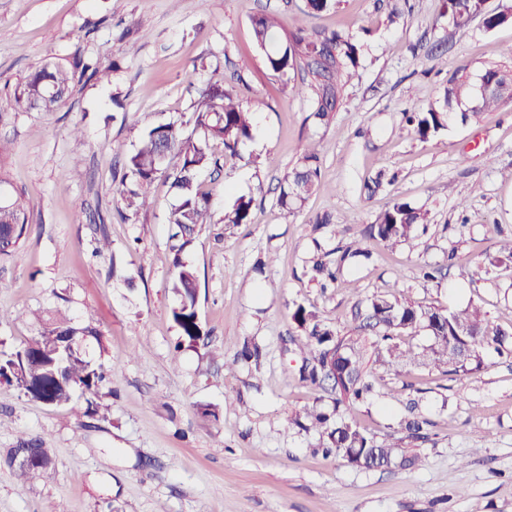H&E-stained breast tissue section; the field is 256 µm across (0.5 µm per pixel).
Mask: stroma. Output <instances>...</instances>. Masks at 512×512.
Wrapping results in <instances>:
<instances>
[{
	"instance_id": "stroma-1",
	"label": "stroma",
	"mask_w": 512,
	"mask_h": 512,
	"mask_svg": "<svg viewBox=\"0 0 512 512\" xmlns=\"http://www.w3.org/2000/svg\"><path fill=\"white\" fill-rule=\"evenodd\" d=\"M305 0H0V160L33 222L0 256V340L39 334L34 314L94 322L112 364L105 417L83 404L47 406L0 384V512H512V357L486 350L479 370L445 375L426 364L368 362L378 397L350 416L377 440L417 402L424 441L413 466L365 470L319 451V434L291 424L329 408L302 381L289 312L300 303L348 333L356 304L396 293L429 307L479 305L490 326L512 325V101L429 141L400 115L438 100L462 66L503 59L512 22L455 25L444 0H340L305 16ZM397 18H390L391 10ZM283 30L340 29L362 47L339 111L315 120L307 98L267 70L251 19ZM140 24L126 29L125 19ZM117 64L110 82L80 81L55 112H18L9 88L45 60L74 53ZM223 79L256 112L253 138L221 172L201 173L211 219L184 253L198 275L206 333L175 350L171 310L175 202L157 178L147 209L126 208L125 162L152 124L184 121L196 90ZM83 132L75 147L74 128ZM316 141L317 191L300 209L278 203L303 146ZM248 223L224 225L235 198ZM426 210L429 230L395 247L365 228L396 201ZM330 215L327 224L317 216ZM108 240L98 250L99 240ZM357 245L369 262L324 285L313 259ZM446 276L423 282L421 266ZM37 438L53 464L23 486L3 458Z\"/></svg>"
}]
</instances>
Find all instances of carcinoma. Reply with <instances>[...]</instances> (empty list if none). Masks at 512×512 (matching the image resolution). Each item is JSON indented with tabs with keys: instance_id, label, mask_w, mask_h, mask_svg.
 <instances>
[{
	"instance_id": "obj_1",
	"label": "carcinoma",
	"mask_w": 512,
	"mask_h": 512,
	"mask_svg": "<svg viewBox=\"0 0 512 512\" xmlns=\"http://www.w3.org/2000/svg\"><path fill=\"white\" fill-rule=\"evenodd\" d=\"M486 2L445 0V7L449 19L457 25L481 17L485 28L493 30L512 21V4L503 5L498 12H489ZM251 27L254 42L263 52L269 71L282 79L291 78L299 68L305 71L306 78L294 89L311 99L315 118L323 121L329 113L339 110L345 87L360 65L359 48L349 35L341 30L312 35L298 27L284 38L278 34L275 17L268 14L253 18ZM110 72L111 67L78 53L68 64L46 61L15 86L11 105L26 112H55L67 104L75 82L83 78L104 81ZM482 73L490 76L492 85L481 96L474 95V72L465 66L448 80L443 95L426 111L403 113L406 125L426 141L446 130L451 117L463 124L476 121L481 113L512 98L511 67H486ZM253 130L254 113L240 106L224 87L223 80L197 88L187 120L152 125L129 155L128 173L139 189L121 190L126 205L137 210L148 207L150 199L143 187L159 176L172 180L177 203L168 212L167 224L173 229L172 238L178 241L176 250L183 251L192 243L198 226L210 218L208 198L197 185L199 171L218 170L226 161L241 158L240 149L253 138ZM211 140L222 142V154L210 150ZM318 178L317 144L310 141L304 146L297 166L285 178L279 204L287 209L302 206L314 191ZM251 203L250 198L238 197L224 209V224L230 227L247 223ZM31 223L32 214L22 195L14 189L8 191L7 202L0 205V256L18 250ZM427 226V212L397 201L368 228V234L389 245H401ZM174 266L177 305L172 309V318L180 330L179 345H192L205 335L196 309L198 276L193 267L178 258ZM292 318L305 333L304 338L297 340L298 348L305 354L301 378L313 384H326V391L333 396L337 408L363 403L373 395V383L365 372L370 354L388 368L426 358L436 367L445 368L447 373L457 374L472 365H480L484 350L492 345L500 353H512L511 348H506L512 332L501 327L489 328L485 314L473 304L464 308H432L393 293L374 294L366 299L359 313V324L349 334L335 332L301 305L296 306ZM425 327L433 336L428 350L401 345V337L411 336ZM64 336H90L101 342V332L95 326L90 323L77 326L66 313L59 311L30 341L0 349V379L15 384L34 400H45L56 406L69 405L75 397H82L87 403L85 414L95 416L99 411L95 398L106 379L105 364L100 356L94 358L75 350L65 359L61 380H55L50 371L56 361V346ZM426 424L427 421L417 417L406 418L400 430L418 440L423 438L421 431ZM312 426L319 431L324 454L334 453L359 468L415 464L413 459L396 457L394 449L400 447L401 439L379 442L339 414L333 423L330 416L315 414ZM19 454L33 456L28 466L14 467L22 485L42 478L51 468L49 449L35 440L22 439L9 449L8 464H13V458Z\"/></svg>"
}]
</instances>
